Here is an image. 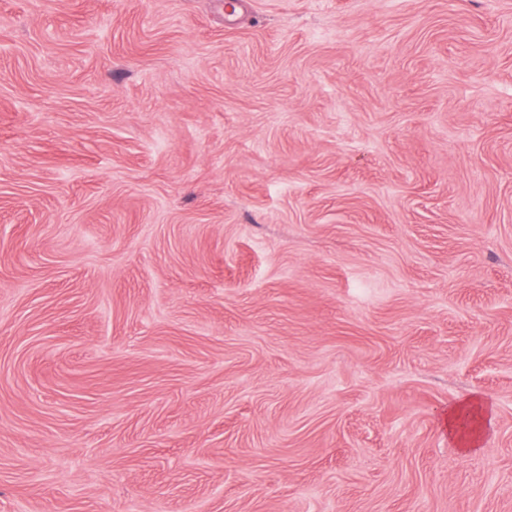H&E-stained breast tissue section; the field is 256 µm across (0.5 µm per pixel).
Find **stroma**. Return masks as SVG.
<instances>
[{"label": "stroma", "mask_w": 512, "mask_h": 512, "mask_svg": "<svg viewBox=\"0 0 512 512\" xmlns=\"http://www.w3.org/2000/svg\"><path fill=\"white\" fill-rule=\"evenodd\" d=\"M0 512H512V0H0ZM465 418H474L476 421L473 430L465 429L470 425V420ZM492 410L483 401L478 398L470 397L457 401L448 406V415L445 417V426L448 429V436L452 437L461 450L464 452L477 451L482 445V433L480 428L481 420H490Z\"/></svg>", "instance_id": "35a3bbf8"}]
</instances>
